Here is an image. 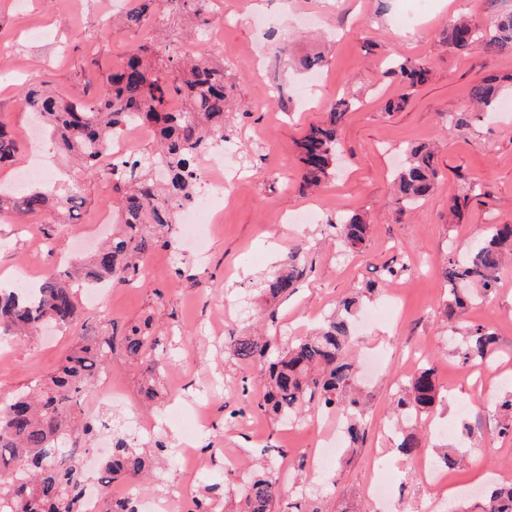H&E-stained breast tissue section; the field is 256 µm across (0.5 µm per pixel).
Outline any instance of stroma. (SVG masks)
<instances>
[{
	"label": "stroma",
	"instance_id": "1",
	"mask_svg": "<svg viewBox=\"0 0 512 512\" xmlns=\"http://www.w3.org/2000/svg\"><path fill=\"white\" fill-rule=\"evenodd\" d=\"M252 13L265 16L266 25L247 22ZM462 13L478 21L488 15L484 0H430L424 10L415 0H211V23L199 28L166 0H155L151 22L136 28L113 14L111 0H27L22 10L16 0H0V114L8 117L19 147L12 164L0 166V183L11 181L31 149L32 118L21 104L23 86L37 84L60 97L93 93L131 49L155 39L163 48L150 64L159 70L166 68L169 51L187 43L215 61L229 52L238 58L224 70L231 139L221 153L226 182L236 184L241 175L245 184L236 185L221 223L209 226L203 257H196L191 242L156 249L141 263L144 281L110 289L104 299L115 327L151 323L154 354L166 365L158 398L149 403L141 393L140 367L123 351L114 352L110 369L125 398L111 410L114 424L139 422L136 444H152L159 432L174 446L181 429L163 426L161 410L206 404L207 425L196 442L203 466L191 467L169 454L145 482V492L185 506L210 497L216 512H240L232 463L256 472L286 466L296 476L286 501L313 503L323 512H374L370 460L378 454L387 464L389 512H448L449 493L486 489L500 474L512 476V438L499 436V417L490 410L500 393L498 377L512 374V265L504 268L495 298L457 317L461 324L493 328L497 358L463 374L448 345L454 324L444 315L448 290L441 268L449 251L465 249L489 222L512 223V112L483 117L465 131L450 122L453 112L469 105L470 89L482 77L512 74V55L491 57L478 47L459 54L443 45L440 32ZM37 25L50 34V54H36L26 44L27 30ZM273 33L287 40L291 65L280 62L269 44ZM316 52L325 54L328 64L323 83L311 88L294 62ZM396 53L424 62L431 77L402 111L388 113L386 100L402 88L383 78V61ZM276 83L283 85L287 105L273 109L266 88ZM344 95L356 106L342 127L339 172L320 196L303 193L296 143ZM431 142L439 145L442 176L420 207L396 215L390 182L401 152ZM48 162L57 193L80 188L86 199L82 220L50 233L39 214L1 217L0 282L22 275L37 281L47 269L89 255L101 239L97 215L118 212L120 193L107 171L86 176L55 151ZM468 181L481 185L487 201L468 203L459 222L449 223L448 209ZM316 203L321 212L314 223H290V216ZM352 212L366 216L370 233L360 252L343 257L326 222ZM296 246L304 251V274L295 292L269 305L258 285ZM395 260L408 269L386 279L383 268ZM368 281L375 291L364 310L373 319L356 331L353 345L357 355L375 349L382 356L380 367L361 382L367 440L356 454H338L328 469L315 471L309 459L331 422L313 410L291 424L258 411L264 366L240 362L228 345L234 337L260 331L272 338L274 349L285 348ZM79 309L80 326L0 340V399L55 372L98 318L87 300H80ZM421 356L434 363L440 393L421 423L429 448L451 442L463 421L477 437L467 450L468 465L431 484L423 481L415 460L391 451L392 400Z\"/></svg>",
	"mask_w": 512,
	"mask_h": 512
}]
</instances>
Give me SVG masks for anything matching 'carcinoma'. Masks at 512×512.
<instances>
[{
	"instance_id": "cac0c4a2",
	"label": "carcinoma",
	"mask_w": 512,
	"mask_h": 512,
	"mask_svg": "<svg viewBox=\"0 0 512 512\" xmlns=\"http://www.w3.org/2000/svg\"><path fill=\"white\" fill-rule=\"evenodd\" d=\"M500 3L490 0L485 24L468 17L449 21L443 33L448 47L466 53L478 44L489 55H512V10ZM150 4L151 0H126L127 24L143 25ZM170 4L207 22L201 0H170ZM155 51L153 43L138 46L90 98L63 99L40 88H30L24 94L26 106L44 122L57 147L80 160L89 175L98 172V157L129 125L152 127L156 146L149 153L112 161L109 173L127 184L118 207L123 228L112 241L76 267L47 270L33 296L0 292L1 336L32 333L47 322L61 327L76 324L78 285L88 288L102 281L114 287L141 280L140 258L158 247L172 246L177 212L196 203L199 157L228 141L224 64L205 58H171L175 76L169 79L145 63ZM383 77L406 86L407 93L385 103L384 111L396 112L428 80L429 69L416 59L397 54L387 60ZM499 81L496 76H486L472 86L474 109L452 115L454 127L468 130L481 120V113L498 111L502 102ZM174 96L184 101L178 111L169 105ZM352 106L351 99L340 97L330 106L327 118L310 126L298 142L302 188L317 190L335 174L341 129ZM16 149L8 120L1 116L0 165L11 161ZM405 154L406 162L392 180L393 201L400 215L419 206L440 178L433 146L411 145ZM84 203L77 188L57 196L35 186L22 191L9 185L0 187V212L11 208L24 214H44L50 229L79 223ZM331 228L342 255L360 251L368 238L369 224L361 213L344 215ZM511 260L512 224H488L465 252L448 253L441 271L448 287V319H455L459 310L479 300L492 298L498 292L500 270ZM302 262L301 251L288 252L282 271L263 282L262 294L271 301L288 296L303 275ZM359 306L360 294L343 298L310 335L296 339L269 363L268 391L256 404L258 410L288 420L308 409L338 415L346 423L345 453L351 455L362 447L367 425L365 403L356 385L357 367L347 358ZM102 322L107 335L83 337L56 373L36 378L28 390L0 400V512H82L83 497L92 485L99 490L106 512H137L135 497L111 500L106 486L120 479L138 482L149 465L148 458L132 446L128 436L117 434L112 437L111 456L97 477L91 478L83 471L77 451L92 441L95 431L76 406L82 394L94 386L99 372L106 370L117 347L145 365L144 373L150 376L161 372L164 364L152 358L155 338L148 325L121 331L105 317ZM458 331L452 342L461 364H482L496 354L497 338L489 326L471 323ZM270 348L271 340L264 336H239L230 343L232 355L240 361L263 362ZM437 397L431 362L399 384L392 401L393 414L411 427L397 430L393 449L398 454L412 459L422 453L425 442L414 423L433 408ZM470 439L471 428L464 423L457 447L440 455V465L455 469L463 464L458 447ZM282 488L283 481L272 468L262 476H249L242 485L243 512H272ZM483 512H512V484L492 488L485 496Z\"/></svg>"
}]
</instances>
